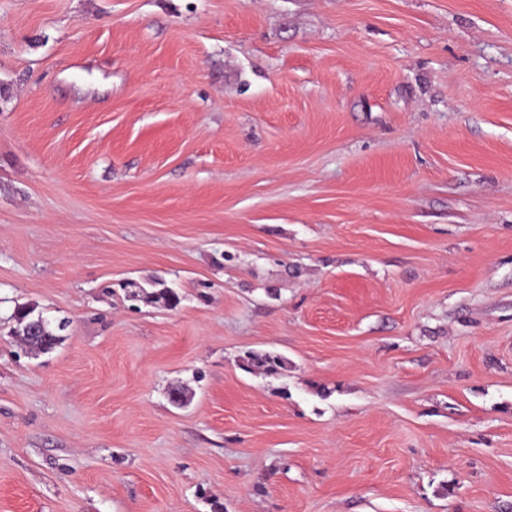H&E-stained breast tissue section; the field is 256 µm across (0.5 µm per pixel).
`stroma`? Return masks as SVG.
I'll list each match as a JSON object with an SVG mask.
<instances>
[{
	"mask_svg": "<svg viewBox=\"0 0 512 512\" xmlns=\"http://www.w3.org/2000/svg\"><path fill=\"white\" fill-rule=\"evenodd\" d=\"M0 512H512V0H0ZM36 312V307L34 306H20L16 309L14 313V320L17 325V336H23V343L26 346H29L38 351L47 352L52 350L56 345H58L63 337L60 335V331L62 329H57V327H52L51 322L45 319L42 313ZM39 318L42 319L43 325L39 328L40 321L37 322L32 327V332L35 333L39 328L37 334L32 335L29 334L30 324L34 321H37ZM29 336H38L36 339H32Z\"/></svg>",
	"mask_w": 512,
	"mask_h": 512,
	"instance_id": "obj_1",
	"label": "stroma"
}]
</instances>
